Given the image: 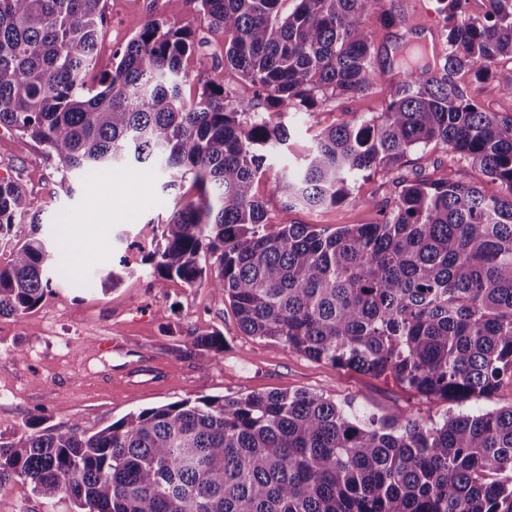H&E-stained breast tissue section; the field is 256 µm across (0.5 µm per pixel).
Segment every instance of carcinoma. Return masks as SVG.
Listing matches in <instances>:
<instances>
[{
  "mask_svg": "<svg viewBox=\"0 0 512 512\" xmlns=\"http://www.w3.org/2000/svg\"><path fill=\"white\" fill-rule=\"evenodd\" d=\"M198 2L209 29L231 35L224 65L256 100L225 103L203 40L158 18L94 93L84 75L104 0H0V126L46 145L67 172L148 164L168 172L167 189L192 176L196 198L161 225L144 261L157 282L224 294L245 335L426 398H490L512 379V116L486 110L454 76L482 82L512 58V0H487L482 16L468 0H437L448 52L408 64L385 111L322 130L275 185L286 209L332 207L358 176L434 144L469 157L495 189L402 179L378 222L333 232L268 227L254 185L290 137L289 110L378 78L366 20L395 23L397 0H296L287 14L282 0ZM54 260L26 192L0 179V315L40 305ZM136 271L122 257L101 286ZM191 345L219 353L224 334ZM19 479L45 499L68 495L78 512H501L512 504V406L429 424L308 390L182 400L92 434L75 425L0 440V490Z\"/></svg>",
  "mask_w": 512,
  "mask_h": 512,
  "instance_id": "1",
  "label": "carcinoma"
}]
</instances>
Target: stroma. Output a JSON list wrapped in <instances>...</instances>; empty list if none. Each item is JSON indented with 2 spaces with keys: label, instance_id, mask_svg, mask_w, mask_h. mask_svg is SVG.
Returning <instances> with one entry per match:
<instances>
[{
  "label": "stroma",
  "instance_id": "stroma-1",
  "mask_svg": "<svg viewBox=\"0 0 512 512\" xmlns=\"http://www.w3.org/2000/svg\"><path fill=\"white\" fill-rule=\"evenodd\" d=\"M405 20L392 27L368 19L377 48L406 42L443 56L448 45L437 0H402ZM104 33L86 74L96 86L112 68L113 54L152 18L191 27L208 36L215 53L225 37L209 34L196 0H106ZM374 59L383 76L362 93L330 96L312 112L287 113L290 139L255 183L271 224H315L336 230L346 224H373L378 203H394L398 177L482 181L479 168L460 154L429 147L408 154L398 166L378 168L351 184L352 198L333 207L285 210L275 190V175L296 162L322 129L350 124L384 111L398 79L397 67ZM459 84L476 91L491 111L512 115V97L503 88L512 82V59H501L492 76L476 82L460 74ZM0 179L26 190L44 230L90 237L76 253L60 252L52 286L42 303L27 314L0 316V437L28 430L30 423L60 431L79 426L93 433L132 411L185 399L242 396L253 392L309 390L336 403H351L378 416L398 411L424 420H441L446 412L479 413L512 405V380L504 379L488 399L457 404L405 390L393 379L337 369L280 344L243 334L223 294L207 286L187 287L177 280L155 283L143 264L160 238L161 226L175 204L195 193L191 180L167 189L166 173L156 166L130 163L97 170L91 177L63 173L58 158L44 144L0 127ZM124 234L133 249L120 246ZM127 258L138 269L116 289L102 291L98 271ZM224 334L217 354L189 344L190 334L213 330ZM0 512H76L69 498L53 500L34 494L29 484L13 482L0 490Z\"/></svg>",
  "mask_w": 512,
  "mask_h": 512
}]
</instances>
